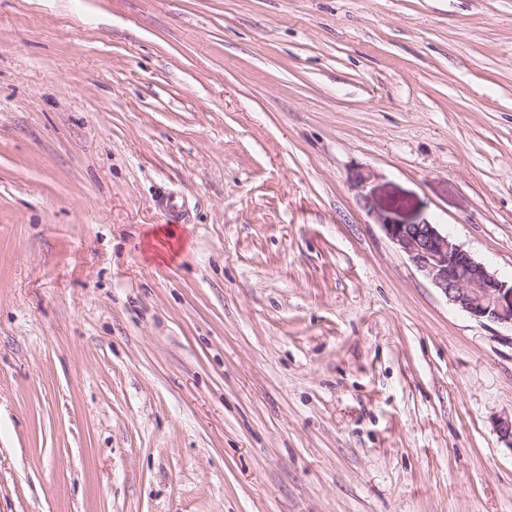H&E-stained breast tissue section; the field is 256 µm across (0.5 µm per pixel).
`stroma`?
<instances>
[{"label":"stroma","mask_w":512,"mask_h":512,"mask_svg":"<svg viewBox=\"0 0 512 512\" xmlns=\"http://www.w3.org/2000/svg\"><path fill=\"white\" fill-rule=\"evenodd\" d=\"M385 219L512 284V0H0V512H512Z\"/></svg>","instance_id":"35a3bbf8"}]
</instances>
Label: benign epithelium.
<instances>
[{"mask_svg": "<svg viewBox=\"0 0 512 512\" xmlns=\"http://www.w3.org/2000/svg\"><path fill=\"white\" fill-rule=\"evenodd\" d=\"M381 229L449 304L478 321L512 327V286L451 240L439 225L383 223Z\"/></svg>", "mask_w": 512, "mask_h": 512, "instance_id": "benign-epithelium-1", "label": "benign epithelium"}]
</instances>
